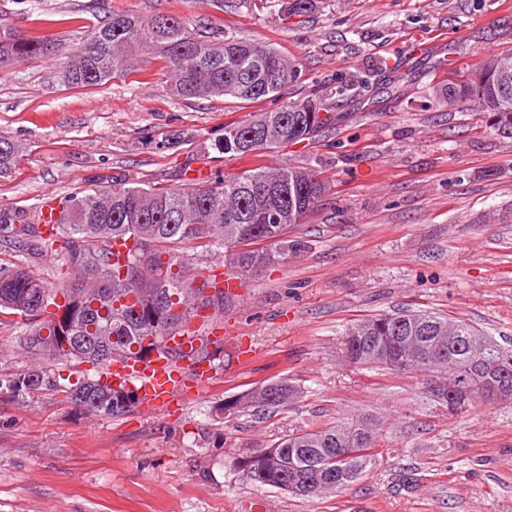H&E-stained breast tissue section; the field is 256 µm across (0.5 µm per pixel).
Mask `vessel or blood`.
Masks as SVG:
<instances>
[{
	"mask_svg": "<svg viewBox=\"0 0 512 512\" xmlns=\"http://www.w3.org/2000/svg\"><path fill=\"white\" fill-rule=\"evenodd\" d=\"M198 327V322H191L170 340L169 354L113 361L108 368L113 385L136 389L141 409L149 414L167 412L173 405L202 393L211 385L214 375L211 368L192 364L187 357L190 349L199 345L195 335Z\"/></svg>",
	"mask_w": 512,
	"mask_h": 512,
	"instance_id": "vessel-or-blood-1",
	"label": "vessel or blood"
}]
</instances>
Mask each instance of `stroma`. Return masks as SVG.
Returning <instances> with one entry per match:
<instances>
[{
    "label": "stroma",
    "instance_id": "stroma-1",
    "mask_svg": "<svg viewBox=\"0 0 512 512\" xmlns=\"http://www.w3.org/2000/svg\"><path fill=\"white\" fill-rule=\"evenodd\" d=\"M0 0V26L34 38L37 17L75 13L54 51L0 64V140L21 152L0 177V211L112 177L185 185L183 167L235 174L248 159L206 152L224 124L276 108L166 95L157 51L106 84L64 83L87 27L112 10L190 17L260 38L298 67L293 98L325 97L341 120L315 141L265 154L327 185L293 225L287 260L244 273L224 309V362L211 388L155 417L101 419L63 392L0 388V512H512V405L459 415L431 405L407 373L349 364L347 330L369 315L429 310L512 340V129L473 103H442L437 83L512 51V0ZM20 317L0 313V379L40 367ZM278 375L303 393L283 409L214 406ZM370 413L376 464L353 486L306 501L245 480L235 459L288 434Z\"/></svg>",
    "mask_w": 512,
    "mask_h": 512
}]
</instances>
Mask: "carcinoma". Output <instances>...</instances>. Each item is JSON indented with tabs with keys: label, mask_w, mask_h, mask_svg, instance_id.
<instances>
[{
	"label": "carcinoma",
	"mask_w": 512,
	"mask_h": 512,
	"mask_svg": "<svg viewBox=\"0 0 512 512\" xmlns=\"http://www.w3.org/2000/svg\"><path fill=\"white\" fill-rule=\"evenodd\" d=\"M54 47V36L19 39L0 29V61L38 55ZM158 49L170 80L167 94L180 99L223 97L244 104L271 97L283 100L277 109L224 124V136L210 148L240 158H261L268 146L249 134L258 130L275 140L274 147L311 140L336 124V113L320 99L288 100L298 70L277 49L261 39L244 40L191 27L190 19L160 15L145 19L128 10H114L87 31L68 57L65 78L77 86H97L128 71V56L138 49ZM483 88L484 112L512 127V97L499 101L485 63L464 80L450 79L436 96L467 102ZM294 166L256 165L236 175L217 174L184 187L159 182L110 179L106 186L63 198L54 234H43L40 216L16 211L0 213V226L24 264L0 265V313L19 315L26 327L25 349L44 367L16 373L7 388L28 395L45 387L65 393V400L84 414L119 418L137 408V401L116 396L101 376L84 377L64 386L51 377L56 362L74 361L104 369L117 357L138 358L148 338L165 341L194 318L224 322L230 296L216 282L214 269L237 274L257 268L256 258L285 260L296 243L288 227L300 224L320 202L325 184L318 174L301 169L303 181H292ZM281 185L277 204L280 222L253 219L261 192ZM192 261L180 256L186 245ZM53 252L64 257L74 277L50 284L33 267ZM347 357L370 370H391L422 378V394L435 405L429 377L457 366L473 369L478 358L504 363L512 381V347L499 343L463 320L433 312H394L359 320L348 331ZM221 342L201 340L188 354L194 363L215 364ZM300 389L284 379H269L215 408V414L269 411L288 405ZM380 422L365 414L355 423L338 421L292 433L268 448L234 462L255 484L286 491L307 500L345 490L376 463Z\"/></svg>",
	"instance_id": "obj_1"
}]
</instances>
